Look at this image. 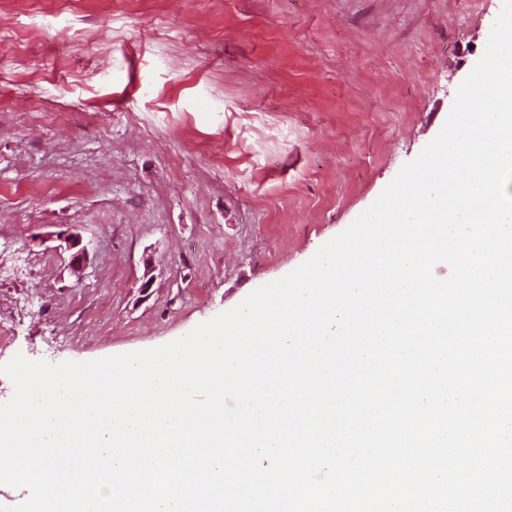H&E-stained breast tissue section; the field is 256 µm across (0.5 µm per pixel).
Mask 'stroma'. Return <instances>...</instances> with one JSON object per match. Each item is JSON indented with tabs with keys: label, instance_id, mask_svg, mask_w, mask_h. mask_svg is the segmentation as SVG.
I'll return each mask as SVG.
<instances>
[{
	"label": "stroma",
	"instance_id": "35a3bbf8",
	"mask_svg": "<svg viewBox=\"0 0 512 512\" xmlns=\"http://www.w3.org/2000/svg\"><path fill=\"white\" fill-rule=\"evenodd\" d=\"M502 6L0 0V364L163 345L310 259L437 136ZM58 240L61 242L60 249L64 248L65 251L71 252L70 254V267L74 272L82 270L86 257L87 248L81 246V240L73 233H60L57 235Z\"/></svg>",
	"mask_w": 512,
	"mask_h": 512
}]
</instances>
